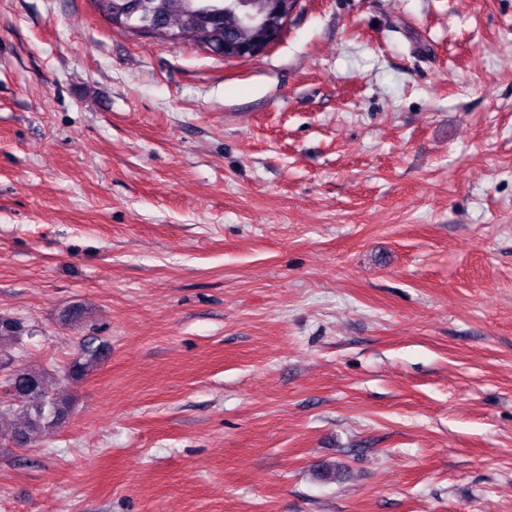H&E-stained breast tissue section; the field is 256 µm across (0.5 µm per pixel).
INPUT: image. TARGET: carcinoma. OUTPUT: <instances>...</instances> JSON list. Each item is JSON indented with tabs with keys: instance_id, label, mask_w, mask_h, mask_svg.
I'll return each mask as SVG.
<instances>
[{
	"instance_id": "carcinoma-1",
	"label": "carcinoma",
	"mask_w": 512,
	"mask_h": 512,
	"mask_svg": "<svg viewBox=\"0 0 512 512\" xmlns=\"http://www.w3.org/2000/svg\"><path fill=\"white\" fill-rule=\"evenodd\" d=\"M267 0H91L94 10L119 28L153 22L158 37L187 41L208 52L224 55V37L246 43L255 39L256 22L264 16ZM250 14L253 23L243 21ZM32 336L25 322L0 318V371L8 372L3 382L15 403L0 408V423L12 421L8 430L0 429V444L36 442L45 432L61 426L71 413V402L54 392L50 374L41 369L13 365V351L24 338ZM101 347L95 339L84 340L80 353L60 371L62 381H78L98 364Z\"/></svg>"
}]
</instances>
